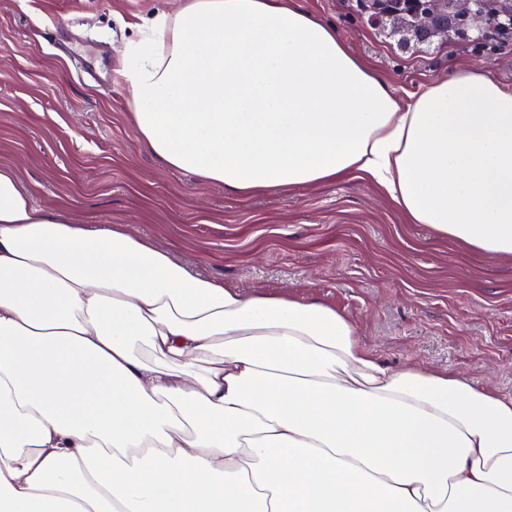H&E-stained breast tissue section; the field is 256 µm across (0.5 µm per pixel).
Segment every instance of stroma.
<instances>
[{"mask_svg":"<svg viewBox=\"0 0 512 512\" xmlns=\"http://www.w3.org/2000/svg\"><path fill=\"white\" fill-rule=\"evenodd\" d=\"M400 100L465 65L512 88V46L404 48L347 0H298ZM178 0H0V165L38 206L126 224L200 274L328 301L393 368L416 362L512 396V259L408 223L368 182L241 197L166 166L130 124L120 72Z\"/></svg>","mask_w":512,"mask_h":512,"instance_id":"35a3bbf8","label":"stroma"}]
</instances>
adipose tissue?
<instances>
[{
  "instance_id": "ef3b65f1",
  "label": "adipose tissue",
  "mask_w": 512,
  "mask_h": 512,
  "mask_svg": "<svg viewBox=\"0 0 512 512\" xmlns=\"http://www.w3.org/2000/svg\"><path fill=\"white\" fill-rule=\"evenodd\" d=\"M139 141L241 196L354 175L512 258V89L397 99L293 0H182L128 42ZM0 512H512V397L396 369L336 306L192 274L0 166Z\"/></svg>"
}]
</instances>
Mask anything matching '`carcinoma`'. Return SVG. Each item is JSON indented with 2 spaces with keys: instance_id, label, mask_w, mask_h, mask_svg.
<instances>
[{
  "instance_id": "cac0c4a2",
  "label": "carcinoma",
  "mask_w": 512,
  "mask_h": 512,
  "mask_svg": "<svg viewBox=\"0 0 512 512\" xmlns=\"http://www.w3.org/2000/svg\"><path fill=\"white\" fill-rule=\"evenodd\" d=\"M354 10L367 17L368 22L381 28V32L390 38L399 37L398 43L415 46H427L429 42L415 36L409 26L397 31L381 27L382 15L393 10L406 20L411 16L433 9L434 0H354ZM448 10L439 15L448 21V35L452 40L473 43L492 49L512 44V2L506 0H472L471 9L485 13L487 22L481 29H473L461 22L456 14L453 0H447Z\"/></svg>"
}]
</instances>
